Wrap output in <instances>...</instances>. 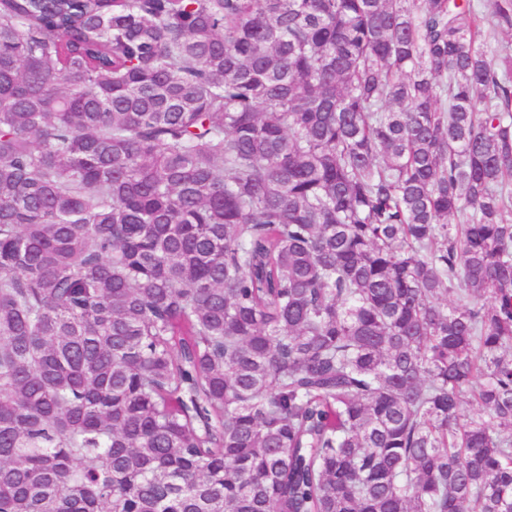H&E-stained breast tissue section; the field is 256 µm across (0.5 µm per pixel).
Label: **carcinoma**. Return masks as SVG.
Listing matches in <instances>:
<instances>
[{
    "mask_svg": "<svg viewBox=\"0 0 512 512\" xmlns=\"http://www.w3.org/2000/svg\"><path fill=\"white\" fill-rule=\"evenodd\" d=\"M498 32L0 0V512H512Z\"/></svg>",
    "mask_w": 512,
    "mask_h": 512,
    "instance_id": "1",
    "label": "carcinoma"
}]
</instances>
